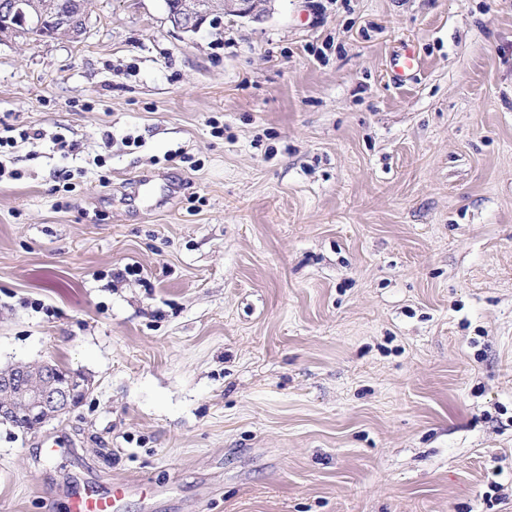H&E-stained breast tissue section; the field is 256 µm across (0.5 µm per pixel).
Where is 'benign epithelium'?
<instances>
[{
	"label": "benign epithelium",
	"instance_id": "7a95c632",
	"mask_svg": "<svg viewBox=\"0 0 512 512\" xmlns=\"http://www.w3.org/2000/svg\"><path fill=\"white\" fill-rule=\"evenodd\" d=\"M272 0H182L178 12L167 13L172 27L187 35L231 15L259 22L271 13ZM73 10L57 12L35 0H0V14L12 16L20 25L0 32V42L42 32L77 40L86 29L88 2L73 0ZM88 391L87 384L65 368L43 362L18 364L0 371V422L42 427L77 406Z\"/></svg>",
	"mask_w": 512,
	"mask_h": 512
}]
</instances>
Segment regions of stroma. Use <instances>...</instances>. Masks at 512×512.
I'll return each mask as SVG.
<instances>
[{
	"instance_id": "35a3bbf8",
	"label": "stroma",
	"mask_w": 512,
	"mask_h": 512,
	"mask_svg": "<svg viewBox=\"0 0 512 512\" xmlns=\"http://www.w3.org/2000/svg\"><path fill=\"white\" fill-rule=\"evenodd\" d=\"M89 8L0 45V368L90 384L0 512H512V0ZM178 12L170 13L167 20L172 27L187 35L198 33L208 22L218 23L224 14L251 21H262L271 13L272 0H181ZM393 71L399 82H404L410 77L418 66L414 48L406 44L395 55L392 61ZM132 490L113 485L101 491L91 485L74 486L68 496V512H120L123 501Z\"/></svg>"
}]
</instances>
